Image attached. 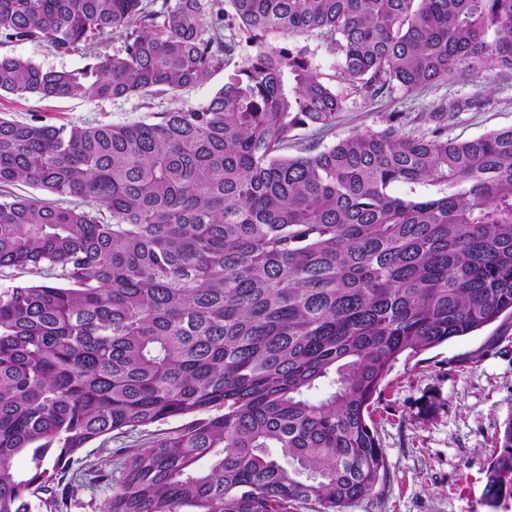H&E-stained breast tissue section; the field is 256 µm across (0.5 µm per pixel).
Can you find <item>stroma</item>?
<instances>
[{"label": "stroma", "instance_id": "1", "mask_svg": "<svg viewBox=\"0 0 512 512\" xmlns=\"http://www.w3.org/2000/svg\"><path fill=\"white\" fill-rule=\"evenodd\" d=\"M292 42L306 47L314 71L344 99L335 126L319 136L322 145L355 132L381 130L394 112L403 132L417 137L430 127L427 114L448 103L457 106L448 120L449 139L464 141L512 126V74L489 72L414 92L396 85L373 99L340 78L339 55L320 35L308 33ZM0 55L57 70H75L86 63L83 51L63 52L35 42L0 44ZM233 71V66H226L176 95L49 100L5 93L0 95V114L56 125L146 121L155 112L205 103ZM385 382L373 420L387 476L378 496L345 512H512V495L493 503L484 496L487 470L499 453L496 440L512 414V317L398 361ZM182 424V419L172 418L93 441L71 466L68 477L80 488L62 512H101L112 486L91 484L92 467L103 464L116 471L118 450L131 453L149 447Z\"/></svg>", "mask_w": 512, "mask_h": 512}]
</instances>
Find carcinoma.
Returning a JSON list of instances; mask_svg holds the SVG:
<instances>
[{"label":"carcinoma","mask_w":512,"mask_h":512,"mask_svg":"<svg viewBox=\"0 0 512 512\" xmlns=\"http://www.w3.org/2000/svg\"><path fill=\"white\" fill-rule=\"evenodd\" d=\"M209 2L0 0L1 43L91 59L0 56L10 94H177L235 58L228 15L253 46L209 102L149 122L0 116V191L79 199L0 201V268L66 281L0 290V512L66 503L92 441L186 417L102 512H343L386 478L369 421L394 364L512 316V127L450 140L442 107L421 137L304 145L343 97L286 44L319 33L372 98L508 74L512 0ZM419 184L438 194L393 192ZM497 444L489 501L512 494V416ZM0 55H10L31 60L43 68L75 70L87 63L84 51H57L46 44L16 42L0 44Z\"/></svg>","instance_id":"obj_1"}]
</instances>
